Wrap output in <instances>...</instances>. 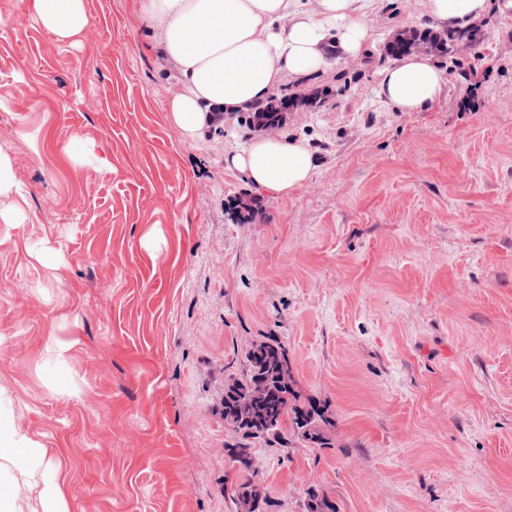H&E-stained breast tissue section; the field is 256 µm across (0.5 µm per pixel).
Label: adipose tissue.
I'll return each mask as SVG.
<instances>
[{"label":"adipose tissue","instance_id":"ef3b65f1","mask_svg":"<svg viewBox=\"0 0 512 512\" xmlns=\"http://www.w3.org/2000/svg\"><path fill=\"white\" fill-rule=\"evenodd\" d=\"M380 0H140L139 16L178 73L166 110L188 141L203 137L212 112H247L275 93L304 90L328 57L360 58L373 40ZM34 22L61 42L91 26L85 0H29ZM487 11V0H427L436 30H466ZM380 97L399 112L437 104L448 77L429 57L394 58L378 72ZM225 169L242 174L257 192L291 197L314 178L317 160L306 141L256 135L224 154ZM38 490L31 507L21 488ZM60 463L17 427L0 404V512H68Z\"/></svg>","mask_w":512,"mask_h":512}]
</instances>
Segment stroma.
<instances>
[{"instance_id": "1", "label": "stroma", "mask_w": 512, "mask_h": 512, "mask_svg": "<svg viewBox=\"0 0 512 512\" xmlns=\"http://www.w3.org/2000/svg\"><path fill=\"white\" fill-rule=\"evenodd\" d=\"M27 2L0 0V150L26 190L0 223V389L72 512H238L224 383L268 336L331 445L256 444L267 512L312 485L336 512H512V13L436 56V106L397 112L377 72L426 0H383L366 55L285 113L319 165L269 199L224 168L253 127L170 124L177 72L136 0H86L74 44Z\"/></svg>"}]
</instances>
